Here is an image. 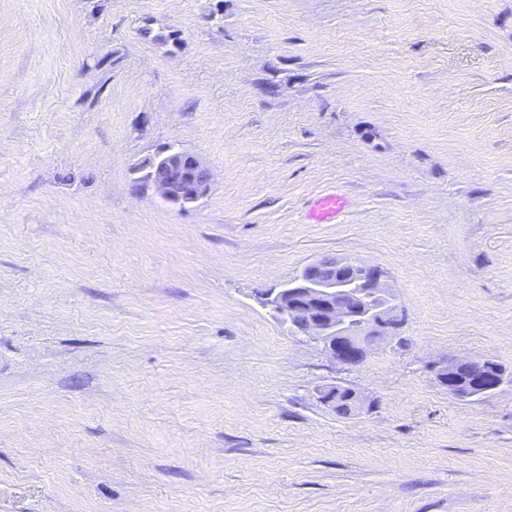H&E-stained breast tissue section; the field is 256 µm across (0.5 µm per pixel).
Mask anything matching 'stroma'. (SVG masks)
<instances>
[{
  "label": "stroma",
  "mask_w": 512,
  "mask_h": 512,
  "mask_svg": "<svg viewBox=\"0 0 512 512\" xmlns=\"http://www.w3.org/2000/svg\"><path fill=\"white\" fill-rule=\"evenodd\" d=\"M324 256L403 313L356 366L261 304ZM461 357L512 375V0H0V512H512ZM153 160L161 175L149 180L165 201L184 207L209 193L211 173L196 156L170 146ZM347 205V198L339 193L321 194L312 201L308 220L312 224H330L343 213ZM492 363L498 365V367L494 368L495 376L489 377V381L487 382L481 379L470 385H464V383L457 381L456 373L460 370L472 368V370L479 375L480 372H483L485 367L490 365L485 360L472 358H461L449 362L439 373L447 374L441 375L440 381L448 386V393L458 400H467L478 395L491 393L502 385L506 377L501 367H499L500 365L494 362Z\"/></svg>",
  "instance_id": "35a3bbf8"
}]
</instances>
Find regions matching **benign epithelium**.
<instances>
[{
	"mask_svg": "<svg viewBox=\"0 0 512 512\" xmlns=\"http://www.w3.org/2000/svg\"><path fill=\"white\" fill-rule=\"evenodd\" d=\"M155 161L161 175L152 184L165 201L184 207L209 193L211 173L196 156L170 146ZM264 306L276 320L288 324L293 335L321 344L342 365L361 363L399 324L383 272L351 258L321 257L308 263L301 275L267 294ZM487 366L484 360L457 359L441 370L440 381L458 400L488 394L505 380L499 366L487 382L465 385L456 379L460 370L470 368L478 374Z\"/></svg>",
	"mask_w": 512,
	"mask_h": 512,
	"instance_id": "1",
	"label": "benign epithelium"
}]
</instances>
